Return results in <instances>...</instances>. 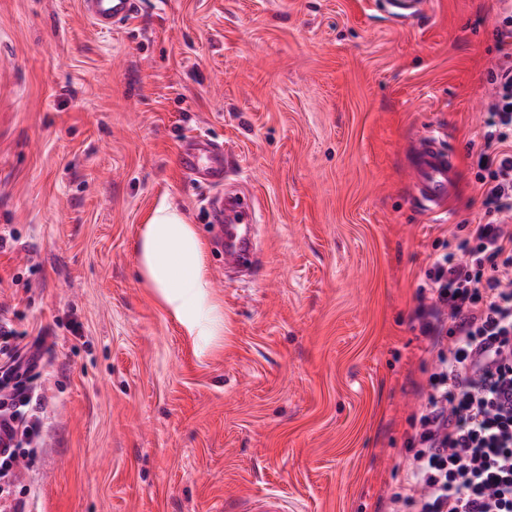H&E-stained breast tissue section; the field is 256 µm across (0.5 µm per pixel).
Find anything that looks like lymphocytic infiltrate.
Instances as JSON below:
<instances>
[{
  "label": "lymphocytic infiltrate",
  "mask_w": 512,
  "mask_h": 512,
  "mask_svg": "<svg viewBox=\"0 0 512 512\" xmlns=\"http://www.w3.org/2000/svg\"><path fill=\"white\" fill-rule=\"evenodd\" d=\"M494 99L477 154L478 223L437 255L417 317L437 350L430 391L412 419V458L392 512H512V10L495 30ZM0 317V479L13 483L44 427L41 393L23 375L41 362Z\"/></svg>",
  "instance_id": "f902f5d3"
}]
</instances>
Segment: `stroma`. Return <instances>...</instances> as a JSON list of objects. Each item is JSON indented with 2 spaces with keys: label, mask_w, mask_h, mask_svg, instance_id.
Instances as JSON below:
<instances>
[{
  "label": "stroma",
  "mask_w": 512,
  "mask_h": 512,
  "mask_svg": "<svg viewBox=\"0 0 512 512\" xmlns=\"http://www.w3.org/2000/svg\"><path fill=\"white\" fill-rule=\"evenodd\" d=\"M499 0H0V315L43 339L30 512H389L431 373L415 311L438 248L478 222L473 155ZM448 130L451 218L413 201L411 142ZM256 197L260 266L225 272L184 140ZM203 240L225 332L207 355L139 279L161 200ZM139 0H81L83 14L100 30L126 25L139 11ZM426 0H382L387 14L398 22H408L423 15ZM180 164L186 174L221 188L228 175V162L219 143L205 136L186 140L180 152Z\"/></svg>",
  "instance_id": "obj_1"
}]
</instances>
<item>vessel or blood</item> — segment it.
<instances>
[{"mask_svg":"<svg viewBox=\"0 0 512 512\" xmlns=\"http://www.w3.org/2000/svg\"><path fill=\"white\" fill-rule=\"evenodd\" d=\"M382 4L391 18L403 23L422 16L426 0H382ZM80 8L95 27L112 30L136 16L140 0H80ZM409 158L415 202L431 214L451 213L459 188L457 153L445 147L441 138L428 134L413 141ZM180 164L186 174L216 187L223 186L228 174L222 145L203 136L184 142ZM214 204L224 215L225 267L250 264L256 252L254 199L227 195L216 197Z\"/></svg>","mask_w":512,"mask_h":512,"instance_id":"1","label":"vessel or blood"}]
</instances>
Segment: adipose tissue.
<instances>
[{"instance_id":"ef3b65f1","label":"adipose tissue","mask_w":512,"mask_h":512,"mask_svg":"<svg viewBox=\"0 0 512 512\" xmlns=\"http://www.w3.org/2000/svg\"><path fill=\"white\" fill-rule=\"evenodd\" d=\"M140 278L185 336L212 343L224 334V310L208 290L204 246L177 206L161 200L140 228Z\"/></svg>"}]
</instances>
